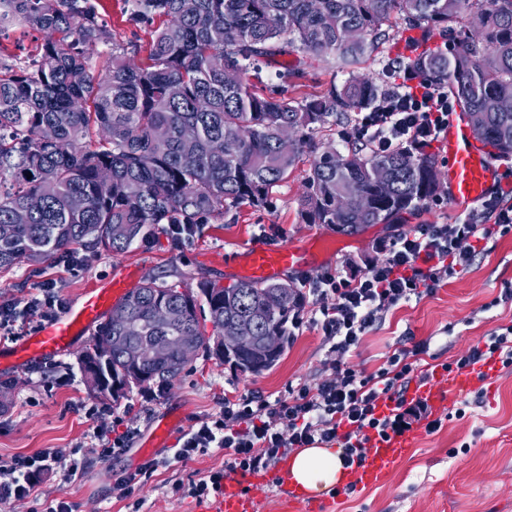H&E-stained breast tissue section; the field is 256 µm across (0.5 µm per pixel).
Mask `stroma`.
<instances>
[{
  "label": "stroma",
  "instance_id": "obj_1",
  "mask_svg": "<svg viewBox=\"0 0 512 512\" xmlns=\"http://www.w3.org/2000/svg\"><path fill=\"white\" fill-rule=\"evenodd\" d=\"M394 45L382 55L363 61L360 75L375 77L386 61L402 57L400 42L407 36L426 38L428 47L444 45L439 31L406 34L399 16L389 21ZM42 32L15 25L0 34V62L37 54ZM312 153H303L288 180L273 188L266 208L248 205L231 208L223 219L200 225L192 242L175 245L166 229H157L149 244H133L115 254L89 246L77 247L82 262L74 269L57 261H22L0 270V302L27 301L40 277L56 279L66 303H74L87 288L106 284L115 270L137 269L139 278L149 276L170 283L196 286L201 279L233 284L240 281L235 258L258 246L261 229L273 226L277 233L267 246L291 245L309 250L306 271L291 270L284 279L298 286L301 274L332 272L343 276L360 273L376 259V241L406 232L419 224H445L460 210L439 192L426 207L396 215L387 224H368L354 234L341 233L324 224L303 223L298 193L309 171ZM335 238L340 248L332 254L312 249L316 236ZM512 285V237L482 242L472 265L421 299L391 310L384 321L363 337L352 360L366 373L382 367L395 349L425 340L430 344L421 367L451 361L479 337L501 326L512 325V303L495 304L505 285ZM325 349L320 331L311 324L296 330L280 361L259 374L243 372L216 358L198 354L185 366L170 388L153 393L148 387H132L118 401L91 396L78 365L77 352L19 370L0 368V380L13 386L0 398V458L29 454L41 449L67 451L89 444L95 425L94 412L107 408L137 426L128 451L118 457L87 454L76 475H46L33 498L0 504V512H44L57 495H67L79 512H126L125 501L112 491V472L136 469L145 463L141 445L160 419H182L173 439L198 420L219 413L225 400L259 396L285 399L291 387L315 385L323 376ZM464 415L447 408L439 431L422 433L419 443L394 469L386 483L339 495V512H512V369H504L480 383L467 397ZM224 464V452L158 470L141 484L137 495L144 512H196L192 498L173 494V483L199 478Z\"/></svg>",
  "mask_w": 512,
  "mask_h": 512
}]
</instances>
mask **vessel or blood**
Segmentation results:
<instances>
[{
  "label": "vessel or blood",
  "mask_w": 512,
  "mask_h": 512,
  "mask_svg": "<svg viewBox=\"0 0 512 512\" xmlns=\"http://www.w3.org/2000/svg\"><path fill=\"white\" fill-rule=\"evenodd\" d=\"M439 144L448 158V197L459 207H467L484 197L496 182L499 169L487 148L473 144L469 138L468 119L463 111H455ZM309 263L307 251L292 247H254L241 256V271L255 282H266L291 269ZM129 278L114 275L110 284L86 292L79 304L73 305L54 319L11 344H0V364L10 368L26 367L46 359L66 355L78 337L111 311L128 292ZM478 372L466 369L454 373L436 368L430 382L423 387L411 386L410 396L426 401L433 412L449 408L451 403L471 392L479 383ZM418 443L417 432H408L390 440H373L365 450L361 466L350 469L348 483L358 487H375L384 483L397 463L409 455ZM276 484L284 512H336L331 498H314L293 485L287 463H279L266 474L235 475L225 480L224 491L214 502L200 505L198 512H258L252 488Z\"/></svg>",
  "instance_id": "obj_1"
}]
</instances>
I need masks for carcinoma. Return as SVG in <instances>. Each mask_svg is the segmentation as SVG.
<instances>
[{
	"instance_id": "obj_1",
	"label": "carcinoma",
	"mask_w": 512,
	"mask_h": 512,
	"mask_svg": "<svg viewBox=\"0 0 512 512\" xmlns=\"http://www.w3.org/2000/svg\"><path fill=\"white\" fill-rule=\"evenodd\" d=\"M123 22L147 32L138 45L107 40L96 0H0V33L20 24L46 33L38 54L0 65V269L43 261L77 244L121 253L150 241L162 224H206L247 203L268 205L295 168L309 134L336 114L373 110L390 87L352 69L389 38L398 14L408 30H438L448 48L422 49L412 68L448 87L484 143L512 156V0H122ZM109 51L97 50L98 43ZM107 55L105 73L94 58ZM350 72L341 85L302 98L287 95L305 60ZM280 61V89L261 87ZM292 148L283 152L281 138ZM336 164L329 144L315 157L298 198L306 224L355 233L433 199L436 161L416 150L357 147ZM387 172L381 187L377 173ZM80 197L84 207L72 200ZM210 280L183 308L182 283L148 277L132 289L78 355L90 394L119 400L113 384L129 366L122 345L141 349L138 385L162 390L187 365L178 354L151 356L160 336L189 338L213 353L224 331L248 327L245 348L217 355L243 372L272 368L292 338L302 306L282 307L275 282L241 280L215 298ZM168 305L176 316L158 317ZM208 315L212 335L200 317ZM111 352H98L101 341Z\"/></svg>"
}]
</instances>
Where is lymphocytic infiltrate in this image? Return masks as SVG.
I'll use <instances>...</instances> for the list:
<instances>
[{"label":"lymphocytic infiltrate","mask_w":512,"mask_h":512,"mask_svg":"<svg viewBox=\"0 0 512 512\" xmlns=\"http://www.w3.org/2000/svg\"><path fill=\"white\" fill-rule=\"evenodd\" d=\"M400 81L382 98L376 111L360 113L355 137L375 151L411 147L422 151L437 141L448 126L455 105L444 87L417 79L407 65L396 63ZM512 235V196L492 189L479 203L468 207L451 224H419L408 232L377 241V261L358 276L325 272L303 275L300 286L312 305L299 314L297 324L311 323L322 333L326 377L316 387L298 386L288 400L226 402L222 411L199 420L179 440L172 457L155 458L143 467L112 474V489L129 501L130 512H141L136 498L143 476L223 449L222 468L188 482L174 484L181 497L205 501L224 490L227 477L267 472L298 448L337 444L344 465L359 461L375 438L389 439L424 425L427 432L442 426L422 399L407 398L411 383L425 384L428 373L418 372L417 360L427 351L426 342L396 349L385 367L365 373L351 361V354L376 324L394 307L420 299L441 284L466 271L481 241ZM66 306L55 279L47 277L25 305L0 302V342L25 335L30 324L24 311L34 310L49 320ZM495 360L512 367V325L501 327L482 343L469 346L445 370L454 372ZM80 460L61 451L38 450L0 460V502L30 498L41 477L63 470L74 474Z\"/></svg>","instance_id":"1"}]
</instances>
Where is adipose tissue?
Segmentation results:
<instances>
[{"label": "adipose tissue", "mask_w": 512, "mask_h": 512, "mask_svg": "<svg viewBox=\"0 0 512 512\" xmlns=\"http://www.w3.org/2000/svg\"><path fill=\"white\" fill-rule=\"evenodd\" d=\"M344 467L336 448H301L291 456L289 476L306 492L320 494L336 487Z\"/></svg>", "instance_id": "ef3b65f1"}]
</instances>
